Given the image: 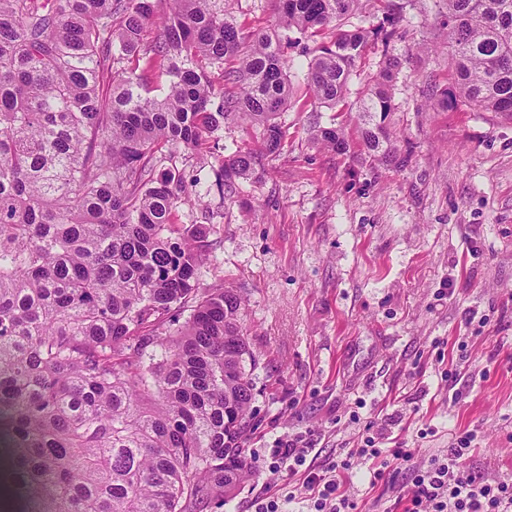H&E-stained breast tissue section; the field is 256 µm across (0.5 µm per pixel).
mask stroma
I'll return each instance as SVG.
<instances>
[{"mask_svg":"<svg viewBox=\"0 0 512 512\" xmlns=\"http://www.w3.org/2000/svg\"><path fill=\"white\" fill-rule=\"evenodd\" d=\"M391 8L393 39L363 55L333 109L306 85L318 38L289 41L287 143L235 202L217 192L213 158L184 161L201 197L178 221L216 241L202 280L245 296L260 359L257 425L244 442L251 473L206 512H253L267 494L311 512L301 476L271 468L283 439L303 442L317 474L350 458L357 512H402L396 499L411 486V471L378 480L379 461L348 457L369 440L410 449L423 467L469 432L463 467L512 484V118L434 107L452 84L437 0H364L347 27L376 26ZM388 54L403 60L386 119L409 156L400 169L359 156L363 91ZM318 124L343 127L350 154L315 143Z\"/></svg>","mask_w":512,"mask_h":512,"instance_id":"35a3bbf8","label":"stroma"}]
</instances>
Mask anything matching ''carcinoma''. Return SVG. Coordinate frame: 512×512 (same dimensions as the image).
Instances as JSON below:
<instances>
[{
	"label": "carcinoma",
	"instance_id": "cac0c4a2",
	"mask_svg": "<svg viewBox=\"0 0 512 512\" xmlns=\"http://www.w3.org/2000/svg\"><path fill=\"white\" fill-rule=\"evenodd\" d=\"M0 0V419L19 449L17 493L34 512H202L250 466L258 359L245 298L204 286L215 243L174 221L200 178L181 150L218 163L229 200L281 155L288 61L276 32L245 31L224 0ZM278 27L329 30L307 83L334 108L369 46L396 20L344 28L362 0H274ZM452 89L512 116V0H442ZM137 57L168 77L157 96L122 67ZM231 92L216 95L208 67ZM397 56L367 85L362 160L407 162L385 120ZM240 124L260 151L215 152L209 134ZM313 139L350 152L341 127Z\"/></svg>",
	"mask_w": 512,
	"mask_h": 512
}]
</instances>
